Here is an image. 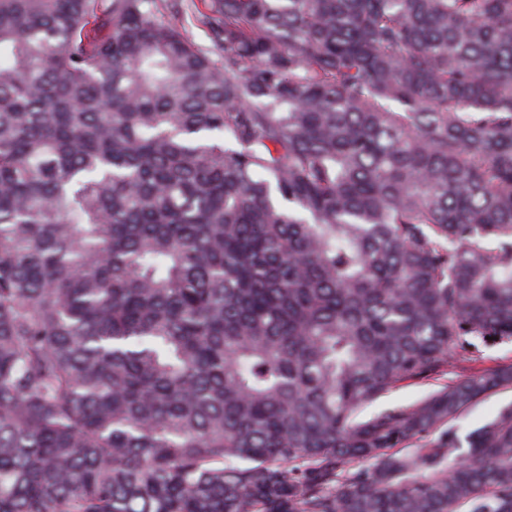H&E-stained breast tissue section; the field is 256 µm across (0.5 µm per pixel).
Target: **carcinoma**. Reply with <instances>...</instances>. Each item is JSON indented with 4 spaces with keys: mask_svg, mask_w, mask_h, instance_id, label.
<instances>
[{
    "mask_svg": "<svg viewBox=\"0 0 512 512\" xmlns=\"http://www.w3.org/2000/svg\"><path fill=\"white\" fill-rule=\"evenodd\" d=\"M171 4L0 0V512H512V365L359 417L512 339V0ZM438 383L430 382L428 384H404L389 392L381 398L376 404L369 406L360 413L361 418H366L375 411L384 408L405 406L412 404L419 399L427 396L439 388ZM509 404H512V387L500 389L483 397L466 409L452 424L461 434H465L493 419L501 408Z\"/></svg>",
    "mask_w": 512,
    "mask_h": 512,
    "instance_id": "cac0c4a2",
    "label": "carcinoma"
}]
</instances>
